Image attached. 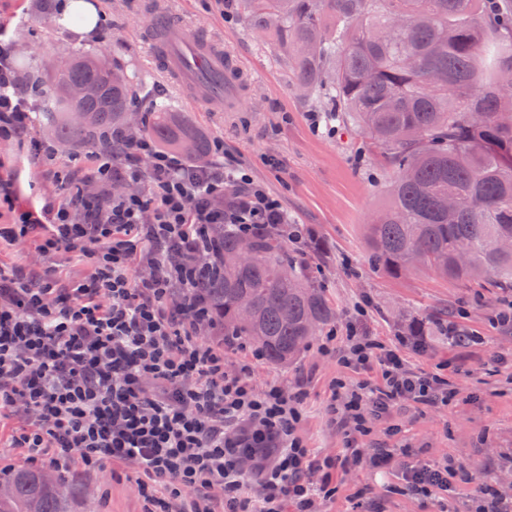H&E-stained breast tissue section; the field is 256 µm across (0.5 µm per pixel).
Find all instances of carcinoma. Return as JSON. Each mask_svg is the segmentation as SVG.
Returning a JSON list of instances; mask_svg holds the SVG:
<instances>
[{
  "mask_svg": "<svg viewBox=\"0 0 512 512\" xmlns=\"http://www.w3.org/2000/svg\"><path fill=\"white\" fill-rule=\"evenodd\" d=\"M301 90L368 135L387 161L388 203L368 225L369 263L398 278L431 270L451 280L512 288V0H242ZM92 83L76 100L69 86ZM134 86L118 63L92 52L60 67L49 97L58 139H102L134 124ZM144 132L198 160L210 147L164 107ZM216 266L204 294L224 343L254 345L274 365L297 359L334 310L309 267L272 229L244 238L218 225ZM252 314L244 321L238 300ZM72 479L33 467L0 478V512H74Z\"/></svg>",
  "mask_w": 512,
  "mask_h": 512,
  "instance_id": "cac0c4a2",
  "label": "carcinoma"
}]
</instances>
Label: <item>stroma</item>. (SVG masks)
Returning <instances> with one entry per match:
<instances>
[{"label": "stroma", "instance_id": "35a3bbf8", "mask_svg": "<svg viewBox=\"0 0 512 512\" xmlns=\"http://www.w3.org/2000/svg\"><path fill=\"white\" fill-rule=\"evenodd\" d=\"M94 2L103 23L97 36L82 38L60 23L58 7L48 0H0V27L12 43L21 79L50 88L53 69L78 52L119 59L128 73L141 78L131 105L138 119L162 102L208 140L223 141L226 163L247 170L280 200L289 223L306 225L324 244L321 254L308 243L288 249L312 266L335 308L329 326L336 335L335 355L321 352L319 335L295 362L261 360L252 374L259 387L270 381L289 389L304 386L306 417L300 432L312 451L322 457L343 451L344 435L328 423L324 408L333 381L347 373L337 353L345 346V325L357 303L369 302L364 327L383 340L394 339L409 317L423 314L429 347L408 360L428 371L446 369L457 386L455 402L443 409L394 406L363 441L367 448L394 449L391 469L339 475L338 490L323 502L322 512H355L356 504L375 500L383 512H475L474 500L486 480L512 497V367L496 360L500 353L512 355V327L492 321L502 291L483 280L457 282L430 271L394 279L370 266L367 226L386 201L384 160L359 128L330 118L321 103L303 97L273 42L249 24L241 0H166L190 31L203 32L238 58L245 84L240 112L225 111L220 103L205 109L191 104L188 93L156 66L144 42L147 0ZM314 112L321 115L316 129L310 121ZM93 149L91 142L73 140L59 145L56 160L47 164L30 147L0 140V174L13 176L17 207L38 208L85 175ZM40 243L37 231L18 240L0 238V266L34 277L53 269L63 287L90 277L86 259L43 252ZM451 320L483 336V343L449 344L442 325ZM29 425L23 412L0 414V470L27 464L26 449L16 447L14 439ZM446 459L464 470L451 491L431 499L395 491L409 461ZM68 472L82 488L76 512L147 510L129 465L115 463L99 472L76 460ZM361 488L367 494L359 501L355 493Z\"/></svg>", "mask_w": 512, "mask_h": 512}]
</instances>
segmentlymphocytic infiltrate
<instances>
[{"mask_svg": "<svg viewBox=\"0 0 512 512\" xmlns=\"http://www.w3.org/2000/svg\"><path fill=\"white\" fill-rule=\"evenodd\" d=\"M4 35L0 29V138L31 141L32 104ZM31 143L55 160V146ZM92 156L87 181L106 187L123 178L144 192L90 199L78 184L60 202L21 210L12 179L0 177V206L14 211L0 238L39 229L44 250L94 265L88 280L63 289L54 271L35 282L0 267V412L20 409L35 419L36 428L16 439L31 463L129 464L142 473L137 487L154 512H173L187 490L185 512H216L218 498L223 512H317L335 495L337 474L390 468V449L366 453L355 437L371 434L397 404L453 402L447 376L406 366V351H424L426 337L387 343L361 333L367 309L358 306L341 362L363 379L336 380L327 406L351 440L342 456L317 459L299 433L303 391L256 388L251 364L229 367L223 351L198 335L208 321L199 240L217 224L235 225L244 237L286 224L280 201L245 172L180 161L143 133H116ZM76 208L83 221H73ZM138 266L148 275H135ZM458 473L453 462L414 466L404 488L434 496Z\"/></svg>", "mask_w": 512, "mask_h": 512, "instance_id": "1", "label": "lymphocytic infiltrate"}]
</instances>
